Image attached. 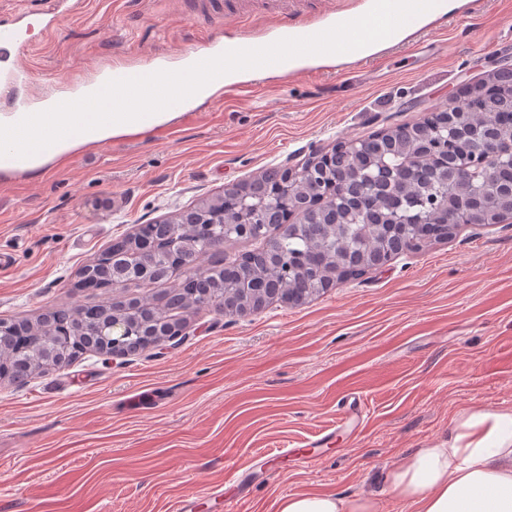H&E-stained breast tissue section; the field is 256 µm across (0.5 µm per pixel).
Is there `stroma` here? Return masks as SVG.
<instances>
[{
	"label": "stroma",
	"instance_id": "1",
	"mask_svg": "<svg viewBox=\"0 0 512 512\" xmlns=\"http://www.w3.org/2000/svg\"><path fill=\"white\" fill-rule=\"evenodd\" d=\"M0 0V14L55 12L21 58L31 90L105 66L208 40L266 37L270 18L239 19L194 0ZM512 49V0H467L446 20L358 60L299 76L256 78L250 97L217 93L163 134L74 153L32 178L0 179V318L37 319L106 295L79 287L80 270L137 225L171 220L225 187L297 164L313 150L413 123L445 106L490 58ZM184 341L125 358L88 352L22 381H0V512H172L220 485L229 512H278L300 492L377 494L380 512H412L382 493L380 476L439 444L476 408H512V224L463 225L300 307L273 302L250 315L186 316ZM361 434L337 429L348 393ZM330 442L298 468L282 448ZM266 466L233 502L231 469Z\"/></svg>",
	"mask_w": 512,
	"mask_h": 512
}]
</instances>
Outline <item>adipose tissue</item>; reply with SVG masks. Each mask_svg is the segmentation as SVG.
I'll return each instance as SVG.
<instances>
[{"label": "adipose tissue", "instance_id": "adipose-tissue-1", "mask_svg": "<svg viewBox=\"0 0 512 512\" xmlns=\"http://www.w3.org/2000/svg\"><path fill=\"white\" fill-rule=\"evenodd\" d=\"M107 111L90 102L81 112L0 113V129L18 124L13 144L0 142V175L13 164L12 150L26 156L28 175L40 176L92 143L134 136L153 127H169L173 112H137L112 92H104ZM381 481L389 496L413 512H512V408H477L454 417L442 445L420 448L387 468ZM279 512H379L375 497H342L301 492L279 504Z\"/></svg>", "mask_w": 512, "mask_h": 512}]
</instances>
